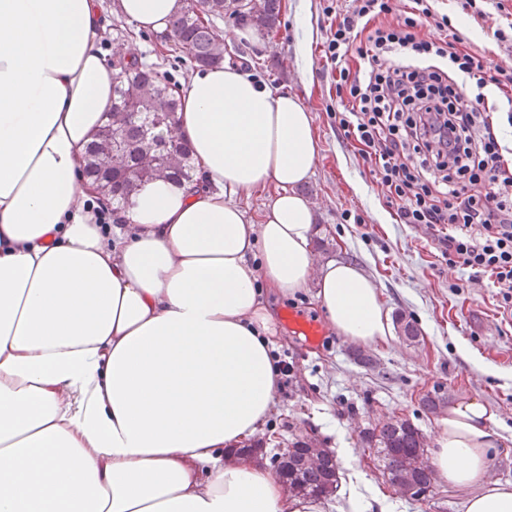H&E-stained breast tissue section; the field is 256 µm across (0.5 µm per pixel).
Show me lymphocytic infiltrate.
I'll use <instances>...</instances> for the list:
<instances>
[{
  "mask_svg": "<svg viewBox=\"0 0 512 512\" xmlns=\"http://www.w3.org/2000/svg\"><path fill=\"white\" fill-rule=\"evenodd\" d=\"M389 0H358L337 10L324 57L347 95L336 129L360 145L401 223L432 229L449 264L488 278L512 304V166L505 163L492 113L474 105L459 76L484 87L483 64L443 36L418 39L424 0L391 21ZM358 53L361 67L347 57Z\"/></svg>",
  "mask_w": 512,
  "mask_h": 512,
  "instance_id": "lymphocytic-infiltrate-1",
  "label": "lymphocytic infiltrate"
}]
</instances>
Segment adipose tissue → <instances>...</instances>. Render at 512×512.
Returning <instances> with one entry per match:
<instances>
[{
  "instance_id": "obj_1",
  "label": "adipose tissue",
  "mask_w": 512,
  "mask_h": 512,
  "mask_svg": "<svg viewBox=\"0 0 512 512\" xmlns=\"http://www.w3.org/2000/svg\"><path fill=\"white\" fill-rule=\"evenodd\" d=\"M184 6L114 14L163 35ZM111 15L0 0V512H322L230 453L278 398L268 293L313 290L351 342L392 336L365 271L314 250L312 116L239 64L193 68L173 129L193 177L145 183L96 223L85 156L119 76ZM270 185L260 217L235 201ZM496 425L475 398L440 423L431 466L465 512H512V482L486 478Z\"/></svg>"
}]
</instances>
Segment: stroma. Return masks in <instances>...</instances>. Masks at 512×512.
Here are the masks:
<instances>
[{"instance_id": "stroma-1", "label": "stroma", "mask_w": 512, "mask_h": 512, "mask_svg": "<svg viewBox=\"0 0 512 512\" xmlns=\"http://www.w3.org/2000/svg\"><path fill=\"white\" fill-rule=\"evenodd\" d=\"M434 0L436 14L447 15L461 47L475 52L486 74H497L512 43L494 32L506 27L505 12L494 0ZM351 0H281L277 33L257 43H230L224 57L244 65L259 81L301 98L312 115L320 154L303 191L314 201L318 220L315 248L321 260L360 264L378 289L391 321H413L416 340L395 333L387 343L359 345L325 329L318 343L294 333L288 311L323 321L313 291L272 297L275 355L292 364L279 401L268 420V436L252 438L262 448L260 462L270 465L278 449L300 438H316L334 452L341 483L323 502L324 512H348L350 494L373 499L374 512H464V497L436 482L427 500L395 493L376 461L364 453V429L385 417L409 419L435 448L440 414H428L421 400L429 395L450 404L463 397L484 401L496 414L500 444L492 454L488 479L512 482V311L503 309L489 281L470 279L460 266H449L441 247L422 224H401L388 205L357 144L342 140L334 113L340 103L322 58L329 18L327 7ZM140 57L181 82L190 64L160 50V38L141 33ZM370 356L362 366L358 354Z\"/></svg>"}]
</instances>
